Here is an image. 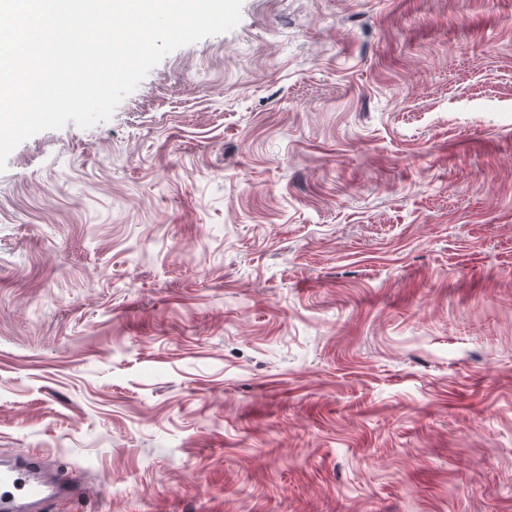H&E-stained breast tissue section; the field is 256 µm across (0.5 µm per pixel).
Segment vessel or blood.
<instances>
[{
  "mask_svg": "<svg viewBox=\"0 0 512 512\" xmlns=\"http://www.w3.org/2000/svg\"><path fill=\"white\" fill-rule=\"evenodd\" d=\"M68 479L45 474V461L23 451L13 461L0 464V512H45L48 504L70 497Z\"/></svg>",
  "mask_w": 512,
  "mask_h": 512,
  "instance_id": "vessel-or-blood-1",
  "label": "vessel or blood"
}]
</instances>
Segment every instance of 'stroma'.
I'll list each match as a JSON object with an SVG mask.
<instances>
[{
    "label": "stroma",
    "instance_id": "1",
    "mask_svg": "<svg viewBox=\"0 0 512 512\" xmlns=\"http://www.w3.org/2000/svg\"><path fill=\"white\" fill-rule=\"evenodd\" d=\"M49 512H512V0H243L0 171V458ZM45 460L25 450L12 462L0 464V511L35 512L48 504L71 497L73 487L68 479L45 475Z\"/></svg>",
    "mask_w": 512,
    "mask_h": 512
}]
</instances>
